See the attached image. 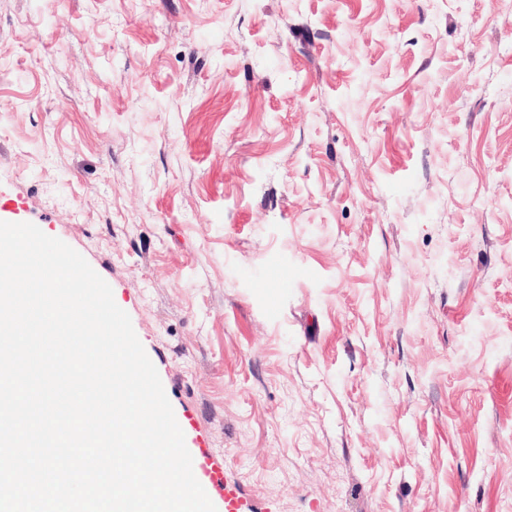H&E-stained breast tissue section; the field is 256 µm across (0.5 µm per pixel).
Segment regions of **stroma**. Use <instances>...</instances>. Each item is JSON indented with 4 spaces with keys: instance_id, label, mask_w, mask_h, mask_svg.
<instances>
[{
    "instance_id": "obj_1",
    "label": "stroma",
    "mask_w": 512,
    "mask_h": 512,
    "mask_svg": "<svg viewBox=\"0 0 512 512\" xmlns=\"http://www.w3.org/2000/svg\"><path fill=\"white\" fill-rule=\"evenodd\" d=\"M0 221L240 512H512V0H0Z\"/></svg>"
}]
</instances>
